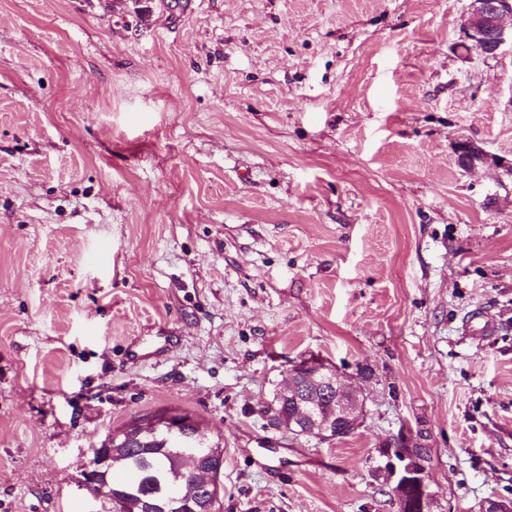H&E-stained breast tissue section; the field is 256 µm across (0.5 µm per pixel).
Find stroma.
<instances>
[{"instance_id":"stroma-1","label":"stroma","mask_w":512,"mask_h":512,"mask_svg":"<svg viewBox=\"0 0 512 512\" xmlns=\"http://www.w3.org/2000/svg\"><path fill=\"white\" fill-rule=\"evenodd\" d=\"M467 7L0 0V512H103L91 450L166 409L224 448L217 512H398L401 435L432 512L512 501V52ZM310 358L355 433L271 424ZM456 155L466 170L484 165H499V160L496 157L469 140H461L457 143Z\"/></svg>"}]
</instances>
